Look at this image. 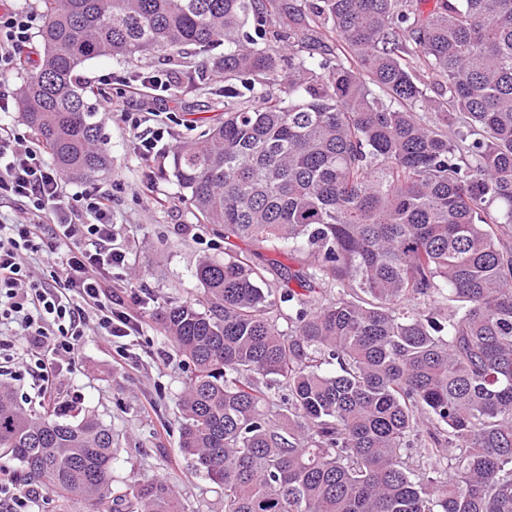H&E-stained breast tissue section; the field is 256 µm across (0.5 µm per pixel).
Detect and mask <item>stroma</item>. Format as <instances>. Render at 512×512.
Listing matches in <instances>:
<instances>
[{
    "label": "stroma",
    "instance_id": "1",
    "mask_svg": "<svg viewBox=\"0 0 512 512\" xmlns=\"http://www.w3.org/2000/svg\"><path fill=\"white\" fill-rule=\"evenodd\" d=\"M217 59V52L190 46L171 59L107 55L87 62L81 73L92 85L114 80L108 89L110 109L97 114L111 162L94 178H66L72 193L92 188L112 193L116 242L126 252L124 266L112 271V288L125 298L139 295L133 308L140 331L110 343L91 338L60 396L80 392L83 410L111 426L117 440L116 480L164 479L188 512H224V499L218 486L179 452V398L188 367L166 341L159 319L168 304L200 295L195 267L205 258H223L224 241L195 216L171 174L170 157L141 159L126 115L134 113L145 128L169 130L171 147L197 138L198 118L224 112V70ZM147 73L174 74L178 80L168 92L152 85L127 92L125 81Z\"/></svg>",
    "mask_w": 512,
    "mask_h": 512
}]
</instances>
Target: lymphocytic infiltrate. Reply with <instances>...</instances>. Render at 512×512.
<instances>
[{"label":"lymphocytic infiltrate","mask_w":512,"mask_h":512,"mask_svg":"<svg viewBox=\"0 0 512 512\" xmlns=\"http://www.w3.org/2000/svg\"><path fill=\"white\" fill-rule=\"evenodd\" d=\"M40 23L17 0H0V75L23 65ZM2 201L22 203L26 219L0 224V376L30 378L38 396L51 400L89 338L139 330L112 292V270L125 262L114 245L112 198L68 192L41 149L0 124ZM36 263L62 266L63 275L51 283L36 278Z\"/></svg>","instance_id":"obj_1"}]
</instances>
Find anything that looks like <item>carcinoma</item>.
Listing matches in <instances>:
<instances>
[{"label": "carcinoma", "instance_id": "carcinoma-1", "mask_svg": "<svg viewBox=\"0 0 512 512\" xmlns=\"http://www.w3.org/2000/svg\"><path fill=\"white\" fill-rule=\"evenodd\" d=\"M40 2L19 106L68 174L110 162L85 62L224 46L232 103L172 159L224 259L162 314L224 512H512V0ZM114 444L0 384V458L63 505L187 512Z\"/></svg>", "mask_w": 512, "mask_h": 512}]
</instances>
